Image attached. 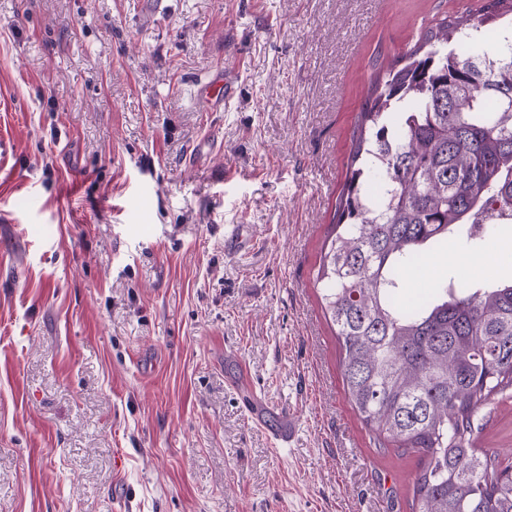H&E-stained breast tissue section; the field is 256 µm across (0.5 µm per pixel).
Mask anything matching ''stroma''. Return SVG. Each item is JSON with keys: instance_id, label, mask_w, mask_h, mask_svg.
I'll return each instance as SVG.
<instances>
[{"instance_id": "stroma-1", "label": "stroma", "mask_w": 512, "mask_h": 512, "mask_svg": "<svg viewBox=\"0 0 512 512\" xmlns=\"http://www.w3.org/2000/svg\"><path fill=\"white\" fill-rule=\"evenodd\" d=\"M139 2L0 0V512H412L419 456L352 409L315 276L373 60L480 0ZM475 444L512 459V394ZM234 89L233 75L223 72L217 74L210 82L201 86L197 94L211 109L226 102L233 95ZM246 372H242L238 381L234 385V389L240 395L243 405L247 412L259 423L265 421L268 406L264 398L259 394L254 387L245 381Z\"/></svg>"}]
</instances>
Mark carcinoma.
I'll use <instances>...</instances> for the list:
<instances>
[{"label": "carcinoma", "mask_w": 512, "mask_h": 512, "mask_svg": "<svg viewBox=\"0 0 512 512\" xmlns=\"http://www.w3.org/2000/svg\"><path fill=\"white\" fill-rule=\"evenodd\" d=\"M445 16L374 73L316 280L346 393L380 440L419 454L414 512H512V478L475 448L473 419L512 388V279H438L415 303L402 273L452 238L481 252L512 224V40Z\"/></svg>", "instance_id": "1"}]
</instances>
